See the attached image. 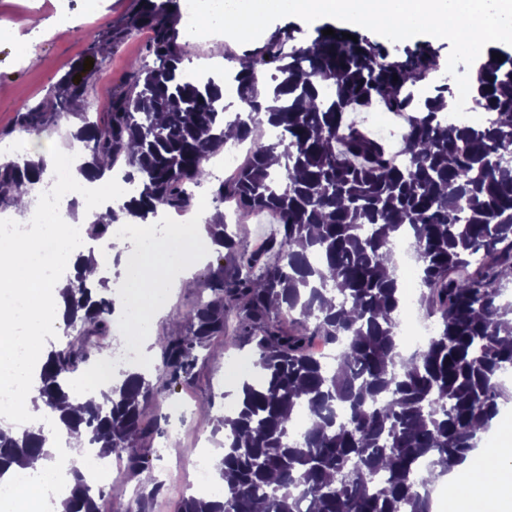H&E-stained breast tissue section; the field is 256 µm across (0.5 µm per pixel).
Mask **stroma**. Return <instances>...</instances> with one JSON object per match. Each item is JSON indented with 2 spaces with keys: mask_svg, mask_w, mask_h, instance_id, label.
<instances>
[{
  "mask_svg": "<svg viewBox=\"0 0 512 512\" xmlns=\"http://www.w3.org/2000/svg\"><path fill=\"white\" fill-rule=\"evenodd\" d=\"M141 8V0H0V145H12V159L23 161L29 157L17 146L26 134L22 116L38 106L51 109L52 97L64 75L79 76L87 84L89 97L104 101L123 89V80L132 66L152 63L146 51L148 31L130 38L121 34ZM35 15L42 19V27L30 25ZM285 29L306 40L314 37L316 26L287 16L273 21L252 42L240 43L226 35L206 36L184 44L183 56L202 67L220 66L225 57L240 58L260 50ZM96 36L107 38L109 45L96 64L89 66L85 63L87 48ZM29 53L38 55L37 66L25 65L24 57ZM235 262L234 251L208 245L204 259L195 265V288H179L169 294L157 316L158 333H165L172 312L192 308L199 292L205 290L211 271L220 265L232 268ZM235 333L231 327L224 335L212 337L198 351L193 379L170 392V399L183 398L189 403L180 433L170 431L172 418L167 407L147 405L146 416L157 419L159 431L147 440L142 453L147 470L153 471L155 478L145 485L126 469L114 470L102 485L103 495L97 501L100 512H124L125 505L134 498L148 501L147 512H176L196 476V430L212 433L217 419L232 406L224 393L236 388L231 381L237 372L233 361L241 351Z\"/></svg>",
  "mask_w": 512,
  "mask_h": 512,
  "instance_id": "stroma-1",
  "label": "stroma"
}]
</instances>
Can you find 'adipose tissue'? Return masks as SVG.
Segmentation results:
<instances>
[{
  "instance_id": "adipose-tissue-1",
  "label": "adipose tissue",
  "mask_w": 512,
  "mask_h": 512,
  "mask_svg": "<svg viewBox=\"0 0 512 512\" xmlns=\"http://www.w3.org/2000/svg\"><path fill=\"white\" fill-rule=\"evenodd\" d=\"M25 145L56 170L57 189L63 198L70 201L79 198L80 188L87 179L78 163L72 162L69 155L59 154L49 141L29 138ZM111 221L107 206L85 203L80 207L78 219L47 216L44 230L52 243L51 249H44L33 235L0 238V292L23 299L27 310V318L21 323L12 309L0 307V372L18 378L27 360L39 356L41 334L46 325L63 320L61 291L64 284L46 277V268L77 262L81 253L78 242L86 235L90 224ZM187 237L185 228L171 226L163 251L146 255L128 267L119 283L123 304L142 312L145 334L153 332V306L171 264L181 261L185 255ZM21 329L26 336L22 338L25 355L20 358L11 348L19 339L17 332ZM67 472V465H54L35 458L25 466L13 467L8 476L15 480L22 493L29 494L36 489L44 490L47 484L57 482ZM32 476L37 477V485L29 484ZM428 478L445 487L450 512H512V448L492 443L453 476L445 478L432 471Z\"/></svg>"
}]
</instances>
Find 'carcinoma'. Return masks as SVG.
<instances>
[{
    "label": "carcinoma",
    "instance_id": "obj_1",
    "mask_svg": "<svg viewBox=\"0 0 512 512\" xmlns=\"http://www.w3.org/2000/svg\"><path fill=\"white\" fill-rule=\"evenodd\" d=\"M177 0H150L132 23L152 31V67L130 72L129 89L90 102L86 86L66 80L48 113L31 110L26 130L69 118L83 104L75 134L89 157L80 170L103 175L119 157L137 195L112 211L142 221L160 208L180 211L191 187L208 178L205 164L224 149V126L238 140L258 128L279 133L252 141L250 162L216 199L231 196L247 212L280 218L279 237L251 250L228 225H207L214 244L237 249L238 265L210 275L211 294L192 311L176 312L185 330L159 340L161 384L139 373L112 385L102 405L88 403L60 422L66 434L123 457L137 474L141 442L157 422L143 406L188 380L198 349L226 330L231 310L239 336L252 346L257 379H244L231 412L220 417L223 457L216 465L221 499L182 498L178 512H433L420 491L423 467L456 470L478 448L502 410V376L512 369V51L493 48L476 71L477 108L494 113L486 125L438 120L447 88L427 92L441 67L438 51L421 42L403 61L357 31L305 42L285 30L235 72L242 115L224 121L220 85L181 76L182 47L171 17ZM505 57L499 61L496 55ZM273 64L271 82L259 84ZM398 80H393V76ZM374 102L405 120L394 165L382 144L345 122V112ZM99 118L91 120L87 111ZM279 153V169L268 158ZM44 158L0 162V187L19 194L42 181ZM410 227L421 288L419 304L435 319L426 345L402 353L405 316L394 242ZM86 259L62 292L65 320L81 321L83 337L52 349L39 374L43 405L55 411L68 375L87 359L86 343L108 328L114 302L88 286ZM333 348L317 360L315 338ZM307 426L293 435L294 418ZM39 429H0V477L36 456L52 458ZM62 512H99L94 488L76 467Z\"/></svg>",
    "mask_w": 512,
    "mask_h": 512
}]
</instances>
